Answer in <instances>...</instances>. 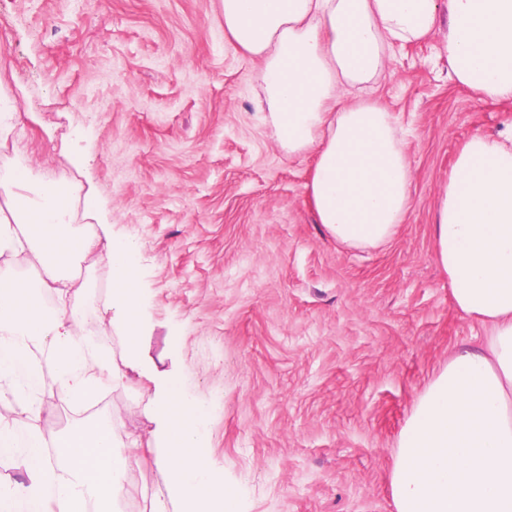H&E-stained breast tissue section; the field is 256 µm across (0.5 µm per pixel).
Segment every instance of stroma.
Instances as JSON below:
<instances>
[{
  "mask_svg": "<svg viewBox=\"0 0 512 512\" xmlns=\"http://www.w3.org/2000/svg\"><path fill=\"white\" fill-rule=\"evenodd\" d=\"M448 26L395 49L374 99L405 133L410 206L379 247L336 242L308 196L314 156L287 155L255 105L260 64L224 40L220 0H0V162L76 187L86 235L139 246V351L212 409L209 463L241 512H396L399 434L453 350L482 326L456 311L434 257L435 216L463 145L512 129V103L448 74ZM82 326H101L106 260L73 269ZM154 386L131 376L95 408L59 403L53 365L17 446L49 462L69 429L106 417L148 439ZM120 512H150L163 475L127 466Z\"/></svg>",
  "mask_w": 512,
  "mask_h": 512,
  "instance_id": "1",
  "label": "stroma"
}]
</instances>
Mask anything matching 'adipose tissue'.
Segmentation results:
<instances>
[{"label":"adipose tissue","mask_w":512,"mask_h":512,"mask_svg":"<svg viewBox=\"0 0 512 512\" xmlns=\"http://www.w3.org/2000/svg\"><path fill=\"white\" fill-rule=\"evenodd\" d=\"M229 44L258 59L257 105L288 155L315 157L309 196L317 223L341 243L387 242L409 206L411 172L392 113L358 101L356 87L378 81L394 48L431 36L448 17V70L492 101H512V0H221ZM66 181L40 190L32 170L0 164V254L35 273L0 267V392L35 419L47 349L57 398L73 407L102 384L125 386L130 373L152 381L143 410L156 422L152 463L165 496L151 512H239L224 473L204 454L207 406L189 398L178 375L154 377L138 354L142 303L139 248L129 238L77 233ZM104 257L112 266L107 306L123 332L125 365L83 331L70 301L74 259ZM435 259L448 275L456 309L477 320L483 339L459 347L419 398L402 428L391 473L396 512H512V131L472 137L441 195ZM53 297L46 306L45 297ZM48 464L29 434L24 477L0 487V512H112L127 494L125 470L138 436L121 441L113 421L64 434Z\"/></svg>","instance_id":"adipose-tissue-1"}]
</instances>
